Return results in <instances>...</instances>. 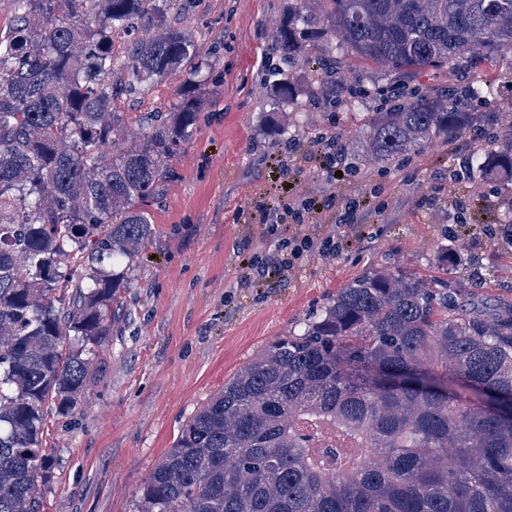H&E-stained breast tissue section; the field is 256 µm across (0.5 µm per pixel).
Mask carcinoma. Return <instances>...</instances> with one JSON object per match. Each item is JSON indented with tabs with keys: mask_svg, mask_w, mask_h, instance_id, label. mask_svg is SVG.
Segmentation results:
<instances>
[{
	"mask_svg": "<svg viewBox=\"0 0 512 512\" xmlns=\"http://www.w3.org/2000/svg\"><path fill=\"white\" fill-rule=\"evenodd\" d=\"M0 29V512H40L53 467L47 409L72 411L94 381L155 229L146 209L197 130L180 98L123 134L117 97L182 73L200 89L217 64L180 25L190 0H10ZM329 32L385 75L485 71L452 89L385 83L359 143L367 166L477 131L463 158L479 182L512 183V139L495 98L512 49V0H294L262 86L274 107L297 88L342 87L336 61L298 38ZM145 35L129 39L130 33ZM264 346L197 410L155 466L133 512H512V299L385 267L348 281Z\"/></svg>",
	"mask_w": 512,
	"mask_h": 512,
	"instance_id": "cac0c4a2",
	"label": "carcinoma"
}]
</instances>
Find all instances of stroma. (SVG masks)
<instances>
[{
	"label": "stroma",
	"mask_w": 512,
	"mask_h": 512,
	"mask_svg": "<svg viewBox=\"0 0 512 512\" xmlns=\"http://www.w3.org/2000/svg\"><path fill=\"white\" fill-rule=\"evenodd\" d=\"M290 3L195 0L184 21L218 59L201 97L199 127L178 147L175 175L149 205L154 240L134 262L126 319L95 382L72 412L48 413L43 446L54 465L40 512H132L149 473L225 381L367 269L396 266L441 280L476 271L484 294L512 293V242L493 227L512 220V184L476 192L460 168L462 157L483 149V139L434 141L326 183L318 137L354 141L381 104L357 95L380 83L381 74L340 54L337 66L357 80L337 106L303 93L300 111L273 109L261 93V70L274 24L287 17ZM180 85L171 79L117 103L128 137L139 134L137 116L163 110ZM291 142L295 194L327 190L340 201L358 199L357 223L336 227V207L305 224L262 223L258 205L269 201L276 179L265 156ZM294 235L311 237L313 247L292 268L271 269L267 284L256 283L252 264ZM335 235L340 242L326 256L323 243ZM457 246L462 264L445 273L438 256Z\"/></svg>",
	"instance_id": "obj_1"
}]
</instances>
